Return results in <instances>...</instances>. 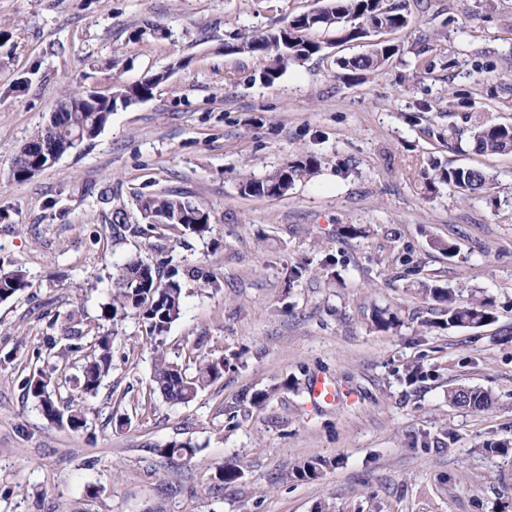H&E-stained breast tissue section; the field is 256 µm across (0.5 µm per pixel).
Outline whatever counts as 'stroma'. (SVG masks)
<instances>
[{
    "mask_svg": "<svg viewBox=\"0 0 512 512\" xmlns=\"http://www.w3.org/2000/svg\"><path fill=\"white\" fill-rule=\"evenodd\" d=\"M314 3L0 0V271L23 268L29 281L0 301V512H512V450L483 448L512 441V153L478 155L470 143L476 118L512 125V0H428L388 34L397 52L386 67L362 77L337 61L365 43L326 48L270 85L267 59L225 53L237 32L281 26ZM164 69L152 97L114 111L93 141L10 180L64 91L108 94ZM301 152L320 166L285 196L240 194V174ZM433 158L495 182L478 196L428 192ZM161 191L203 204L209 231L115 241L113 208L140 223L139 197ZM347 224L363 235L345 237ZM135 254L222 282L183 278L185 312L165 336L170 356L188 358L200 340L237 361L189 404L150 396L136 317L100 320L116 265ZM302 261L308 273L289 281ZM423 281L491 298L493 321L437 327ZM378 309L398 327L378 329ZM73 310L114 334L112 374L78 435L21 386L63 347ZM413 362L425 376L410 383ZM318 375L340 402H312ZM461 385L491 392V408L451 405ZM257 391L264 403H242L229 425L225 402ZM122 410L132 422L119 430L110 419ZM171 441L199 451L162 454ZM317 460L318 478L291 477ZM223 467L242 475L220 482Z\"/></svg>",
    "mask_w": 512,
    "mask_h": 512,
    "instance_id": "35a3bbf8",
    "label": "stroma"
}]
</instances>
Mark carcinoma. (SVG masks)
Returning a JSON list of instances; mask_svg holds the SVG:
<instances>
[{
  "label": "carcinoma",
  "mask_w": 512,
  "mask_h": 512,
  "mask_svg": "<svg viewBox=\"0 0 512 512\" xmlns=\"http://www.w3.org/2000/svg\"><path fill=\"white\" fill-rule=\"evenodd\" d=\"M312 13H303L288 20L280 27L263 32H240L234 41L224 44V51L231 54L259 55L268 60L260 74L266 84L273 83L292 66H299L323 49V42L315 38L318 32L336 35L334 42L349 43L366 40L374 32L396 31L407 27L412 20L410 0H316ZM397 49L383 42L372 44L362 54L338 60L341 68L352 72H378L396 54ZM168 72H157L134 88L143 99L153 95L154 88L167 80ZM83 92H66L59 101L49 123L37 131L23 147L22 161L15 164L12 177L16 182L28 179L31 161L54 151L64 155L77 147V142H88L97 137L108 117L125 102V99L103 96L95 107L86 112L75 109ZM471 142L478 154H503L512 152V126L479 121L473 125ZM319 166L317 156L304 152L288 163L261 178L243 174L239 190L243 196L267 194L281 197L299 181L315 173ZM433 174H425V186L433 191L437 184L446 183L463 194H478L493 185L494 178L486 171L466 166H440L430 163ZM143 224H129L121 210L114 211L113 237L122 240L131 235L149 242L162 237L167 226H180L184 231L202 236L209 231V212L206 208L183 196L159 193L139 198ZM176 267L168 271L141 256L128 258L115 268L111 280L109 299L101 306V319L117 326L134 316L145 328L153 354V391L170 405L186 404L224 376L231 368L229 360L213 358L201 351L196 344L191 363L182 366L164 348V337L184 313V294ZM27 286L26 273L19 267L0 273V301L13 297ZM419 294L424 300L448 305L447 317L442 319L449 328H478L493 318V301L489 298L463 300L451 290L423 283ZM69 320L78 324L67 336L69 343L57 353V362L49 371L39 370L23 381L27 396L37 401L41 413L51 422L67 427L75 434L87 429L88 403L98 397L105 378L112 373V334L90 335L79 328L82 315L74 310ZM82 360L78 375L80 395H64L70 377L66 369L70 360ZM448 402L472 411H485L493 404L490 392L473 387H454L448 390ZM161 451L169 456L193 458L198 448L189 442L171 441ZM320 462H306L292 469L299 480L318 478Z\"/></svg>",
  "instance_id": "cac0c4a2"
}]
</instances>
